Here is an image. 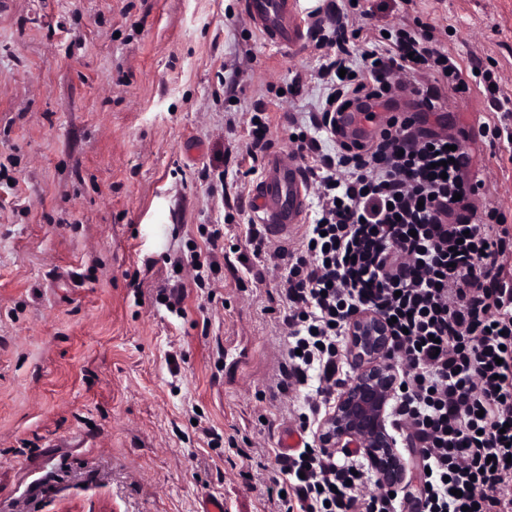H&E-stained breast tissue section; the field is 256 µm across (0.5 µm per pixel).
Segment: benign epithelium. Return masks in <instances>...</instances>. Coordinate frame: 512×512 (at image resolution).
Here are the masks:
<instances>
[{"mask_svg": "<svg viewBox=\"0 0 512 512\" xmlns=\"http://www.w3.org/2000/svg\"><path fill=\"white\" fill-rule=\"evenodd\" d=\"M387 344V326L378 316L364 313L350 323L348 351L358 372L319 422L316 441L330 451L360 449L379 486L395 490L404 483L408 465L388 424L395 378L393 368L384 360Z\"/></svg>", "mask_w": 512, "mask_h": 512, "instance_id": "benign-epithelium-1", "label": "benign epithelium"}]
</instances>
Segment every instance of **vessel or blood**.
Listing matches in <instances>:
<instances>
[{
  "label": "vessel or blood",
  "instance_id": "vessel-or-blood-1",
  "mask_svg": "<svg viewBox=\"0 0 512 512\" xmlns=\"http://www.w3.org/2000/svg\"><path fill=\"white\" fill-rule=\"evenodd\" d=\"M247 17L267 42L293 50L305 33L291 0H247ZM308 184L299 160L278 153L263 162L251 202L257 223L268 237H284L302 223L307 210Z\"/></svg>",
  "mask_w": 512,
  "mask_h": 512
}]
</instances>
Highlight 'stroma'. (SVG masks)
I'll list each match as a JSON object with an SVG mask.
<instances>
[{
  "instance_id": "35a3bbf8",
  "label": "stroma",
  "mask_w": 512,
  "mask_h": 512,
  "mask_svg": "<svg viewBox=\"0 0 512 512\" xmlns=\"http://www.w3.org/2000/svg\"><path fill=\"white\" fill-rule=\"evenodd\" d=\"M361 3L385 28L438 24L512 96V0ZM244 4L0 0V512H280L263 491L293 428L273 395L285 272L238 261L257 178L248 126L225 120L263 101L291 149L288 114L323 103L321 52L266 42ZM492 117L474 87L429 124L512 220V154L479 135Z\"/></svg>"
}]
</instances>
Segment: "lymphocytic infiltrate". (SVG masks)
I'll return each instance as SVG.
<instances>
[{"label":"lymphocytic infiltrate","instance_id":"f902f5d3","mask_svg":"<svg viewBox=\"0 0 512 512\" xmlns=\"http://www.w3.org/2000/svg\"><path fill=\"white\" fill-rule=\"evenodd\" d=\"M373 17L335 2L314 15L328 100L292 151L313 217L287 242L250 225L248 242L254 259L286 270L276 388L300 401L301 431H312L346 379L340 348L351 320L371 312L388 321L399 386L390 420L422 484L403 504L369 491L358 449L314 446L276 454L279 476L265 493L285 512H512V220L466 177L457 137L427 126L468 84L436 26L414 19L354 54ZM471 66L496 114L481 133L510 147L512 97L482 58ZM402 98L409 111H396ZM376 107L388 116L373 135L347 137L342 115ZM324 137L335 153L322 152Z\"/></svg>","mask_w":512,"mask_h":512}]
</instances>
